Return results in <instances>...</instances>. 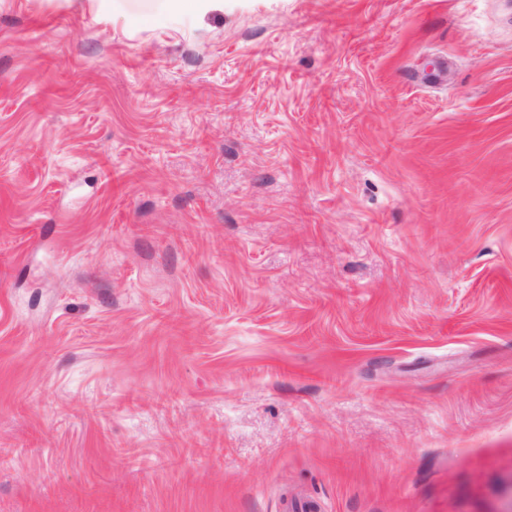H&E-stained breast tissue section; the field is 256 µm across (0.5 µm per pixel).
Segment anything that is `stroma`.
<instances>
[{"instance_id": "obj_1", "label": "stroma", "mask_w": 512, "mask_h": 512, "mask_svg": "<svg viewBox=\"0 0 512 512\" xmlns=\"http://www.w3.org/2000/svg\"><path fill=\"white\" fill-rule=\"evenodd\" d=\"M0 512H512V0H0Z\"/></svg>"}]
</instances>
